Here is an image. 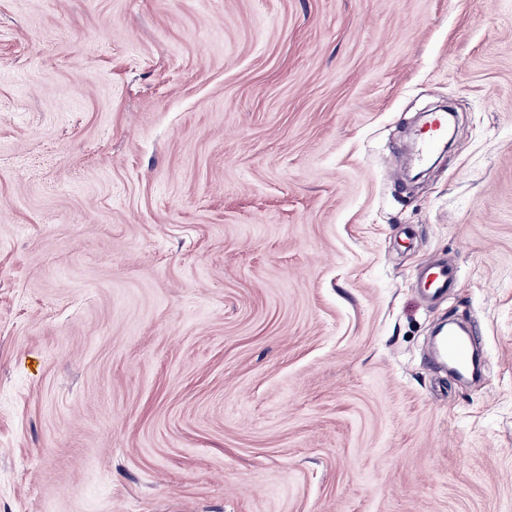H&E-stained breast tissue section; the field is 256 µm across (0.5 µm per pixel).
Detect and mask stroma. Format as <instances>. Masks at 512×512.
<instances>
[{"label":"stroma","instance_id":"obj_1","mask_svg":"<svg viewBox=\"0 0 512 512\" xmlns=\"http://www.w3.org/2000/svg\"><path fill=\"white\" fill-rule=\"evenodd\" d=\"M0 512H512V0H0ZM421 141L419 161L425 160L431 155L438 143L448 137V113L434 112L429 114L426 122V131ZM457 276L455 266L443 263L428 268L422 275L419 285L422 292L431 298L445 296L455 288ZM439 350L460 371H467L471 366V349L469 342L454 329H448V335L442 337Z\"/></svg>","mask_w":512,"mask_h":512}]
</instances>
